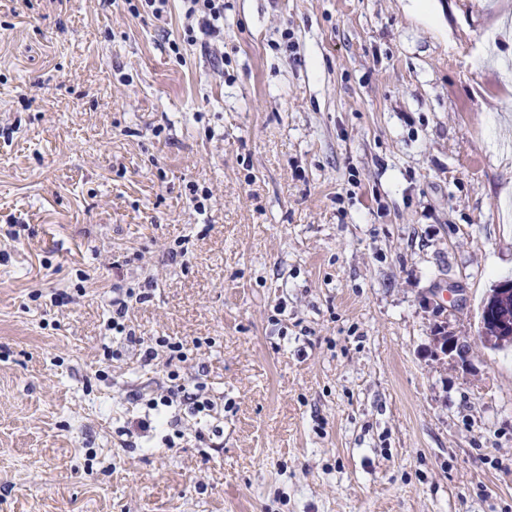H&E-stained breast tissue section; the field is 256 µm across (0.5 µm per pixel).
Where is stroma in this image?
<instances>
[{
    "label": "stroma",
    "instance_id": "1",
    "mask_svg": "<svg viewBox=\"0 0 512 512\" xmlns=\"http://www.w3.org/2000/svg\"><path fill=\"white\" fill-rule=\"evenodd\" d=\"M182 38L0 0V512H512V349L435 342L512 278V0H224L223 58ZM178 382L212 411L150 407ZM125 290V292H123ZM134 295L132 288H120L118 286L112 289V299L110 300V306L112 307V317L109 319L108 326L113 331L122 333L125 331L124 324L122 321L127 316L129 310L128 299H131ZM126 297V299H125ZM435 340L439 345H443L444 352L440 351L442 355L467 365L471 353V341L467 336H436Z\"/></svg>",
    "mask_w": 512,
    "mask_h": 512
}]
</instances>
